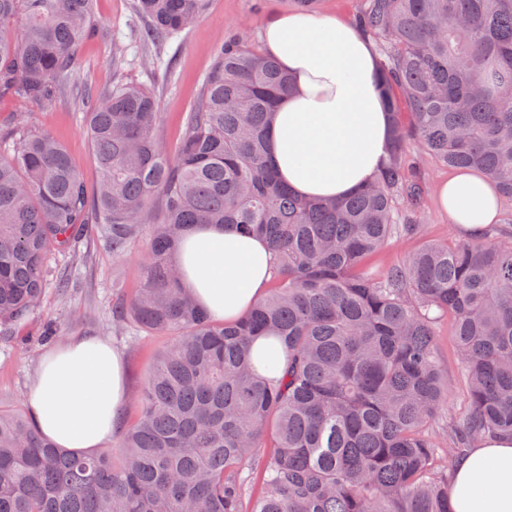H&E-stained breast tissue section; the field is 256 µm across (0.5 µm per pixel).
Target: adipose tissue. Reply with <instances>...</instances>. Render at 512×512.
Instances as JSON below:
<instances>
[{"label": "adipose tissue", "instance_id": "1", "mask_svg": "<svg viewBox=\"0 0 512 512\" xmlns=\"http://www.w3.org/2000/svg\"><path fill=\"white\" fill-rule=\"evenodd\" d=\"M262 40L292 78L270 130L279 177L307 198H344L375 176L387 153L371 43L348 21L293 12L270 18ZM438 197L463 235L498 220L501 196L481 172L450 177ZM177 253L182 287L216 319L236 321L266 291L267 244L232 225L194 226ZM128 395L121 354L81 336L44 355L26 400L43 435L90 454L116 437ZM450 502L454 512H512V439H487L456 461Z\"/></svg>", "mask_w": 512, "mask_h": 512}]
</instances>
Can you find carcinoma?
I'll return each mask as SVG.
<instances>
[{
  "label": "carcinoma",
  "mask_w": 512,
  "mask_h": 512,
  "mask_svg": "<svg viewBox=\"0 0 512 512\" xmlns=\"http://www.w3.org/2000/svg\"><path fill=\"white\" fill-rule=\"evenodd\" d=\"M136 2L139 41L160 46L209 0ZM92 3L0 0V98L67 91L74 52L96 33ZM357 26L381 44L391 135L374 179L341 201L299 197L275 176L267 130L290 77L239 36L217 44L174 155L155 133L154 91L84 87L92 199L53 136L0 127V336L29 323L48 257L78 255L95 226L114 255L147 230L142 284L112 318L169 337L115 448L75 455L0 409V512H451L447 460L512 437V241L429 242L382 276L368 264L415 231L425 184L405 172L412 144L512 199V0H367ZM196 224L270 244L269 288L235 323L179 286L177 246ZM445 317L468 407L446 418L443 448ZM257 336L279 343L280 377L257 373Z\"/></svg>",
  "instance_id": "carcinoma-1"
}]
</instances>
